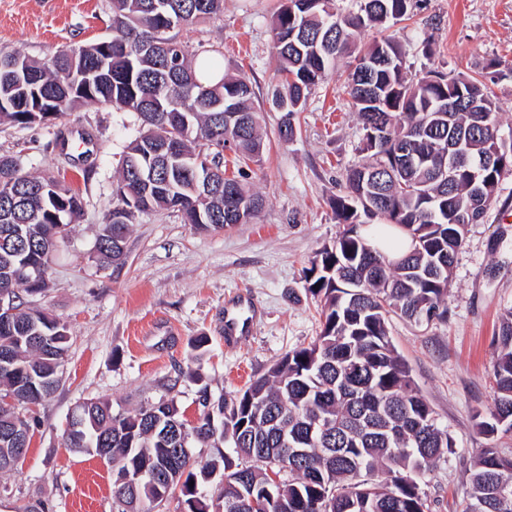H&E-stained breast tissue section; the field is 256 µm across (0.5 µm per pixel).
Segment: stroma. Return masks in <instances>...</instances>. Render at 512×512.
<instances>
[{"label": "stroma", "instance_id": "35a3bbf8", "mask_svg": "<svg viewBox=\"0 0 512 512\" xmlns=\"http://www.w3.org/2000/svg\"><path fill=\"white\" fill-rule=\"evenodd\" d=\"M279 0H224L223 12L180 30L191 47H217L224 72L254 90L264 144L259 161L224 152L226 176L258 192L264 205L245 224L202 230L178 214H140L118 264L101 265L95 245L114 202L123 151L137 135L136 114L96 104L31 127L0 125V155L21 172L60 173L84 210L58 248L53 286L33 306L65 323L70 348L56 392L26 408L35 417L29 448L0 471V512H117L112 469L95 455L66 448L74 408L109 402L132 414L148 403L174 400L187 419L196 392L231 398L289 350L321 331L304 275L316 253L339 236L331 201L345 190V173L360 163L362 130L347 83L351 57L339 59L295 114V134L283 140V115L271 105L279 61L272 17ZM111 0H0V51L31 58L110 37ZM406 49L412 78L431 70L488 77L500 110V133L512 139V0H418L391 25ZM82 130L94 143L92 172L68 166L58 132ZM246 295L249 332L224 342V304ZM512 308V173L504 176L483 223L470 225L454 264L448 318L418 325L398 315L389 336L405 359L416 391L433 408L455 444L436 461L425 490L433 512H463L471 463L492 445L512 453V434L486 439L473 426L476 409L492 405V365L504 310ZM201 373L194 381L193 373Z\"/></svg>", "mask_w": 512, "mask_h": 512}]
</instances>
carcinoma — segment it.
<instances>
[{"label": "carcinoma", "mask_w": 512, "mask_h": 512, "mask_svg": "<svg viewBox=\"0 0 512 512\" xmlns=\"http://www.w3.org/2000/svg\"><path fill=\"white\" fill-rule=\"evenodd\" d=\"M154 0H111L112 54L90 92L68 94L66 75L95 65L100 43L59 50L35 59L0 51V124L31 125L27 111L4 105L34 93L63 99L65 109L106 105L138 114L143 129L127 145L117 184V203L134 201L135 211L115 244L100 234V261L124 256L129 225L145 212L176 211L184 223L200 213L209 226L238 223L224 209V194L238 196L244 221L262 208L261 196L240 181L224 176V153L232 145L250 159L262 153L260 116L251 107L254 91L243 77H227L218 55H202L172 34L224 10V0H171L161 14ZM411 0H358L355 12L336 9L335 0H281L272 18L280 61V84L274 99L287 102L281 136H294V115L304 108L312 89L325 79L337 58L356 51L375 58L389 52L403 69L380 68L364 82L350 74L349 94L361 129L377 122L388 130L385 154L406 159L394 175L376 187L375 211L351 209V194L360 186L366 164L347 170L346 191L333 200L343 230L323 248L306 270V290L320 299L322 328L308 346L288 351L266 374L252 380L231 399L213 398L204 385L196 398L199 418L187 423L172 400L158 401L134 414H114L112 405L90 400L77 406L85 420L82 431L65 433V445L77 452L106 448L112 470L157 474L154 485L143 482L133 493L112 484V498L125 504L121 512H154L179 493L185 512H213L216 503L194 491L222 464L224 487L218 495L222 512H432L424 475L437 459L454 453L448 433L439 429L435 412L414 391L410 370L392 343L388 316L409 320L430 315L448 318V292L456 256L467 227L480 222L502 175L512 172V151L495 156L502 169L484 173L482 193L471 187L472 172L496 151L500 142L498 106L485 83L469 78L463 94L488 102L484 112L461 109L440 116L448 100V75L408 77L406 52L391 36L357 46V37L404 16ZM161 33L173 40L177 67L164 49L140 52L141 44ZM240 113L241 122L224 124V103ZM188 114L192 131L184 134L175 117ZM167 140L181 153L202 156L213 168L210 194L192 193L194 172L186 164H166L165 153L153 156L156 186L145 191L130 160L144 164L146 141ZM461 140L466 153L453 179L441 171L440 152ZM84 209L83 198L50 174L30 176L15 162L0 157V288H15L26 298L44 293L60 239L57 226L70 231ZM379 219L398 226L410 241L409 251L391 259L372 247L361 227ZM43 274L37 287L17 277L22 261ZM10 330L0 329V352L14 360L12 372H0V470L14 466L15 449L28 448L30 438L7 439L4 432L19 421V406L38 405L55 393L59 368L70 347L67 326L56 318H29L30 304L20 300ZM499 350L493 363L494 400L488 412H476L478 432L489 438L512 433V308L501 319ZM12 397L13 403L1 401ZM231 446L194 467L193 449ZM181 449L175 456L172 449ZM278 479H273L270 474ZM194 486H189V483ZM272 498L254 509L249 497L265 490ZM463 512H512V456L494 447L475 457L469 474V501Z\"/></svg>", "instance_id": "carcinoma-1"}]
</instances>
